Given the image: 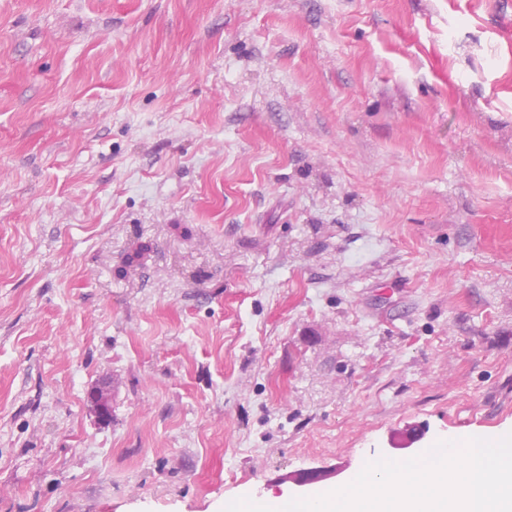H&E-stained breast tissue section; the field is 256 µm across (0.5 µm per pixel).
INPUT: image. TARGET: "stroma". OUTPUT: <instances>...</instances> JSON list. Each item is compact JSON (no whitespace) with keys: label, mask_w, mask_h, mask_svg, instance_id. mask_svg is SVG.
Returning a JSON list of instances; mask_svg holds the SVG:
<instances>
[{"label":"stroma","mask_w":512,"mask_h":512,"mask_svg":"<svg viewBox=\"0 0 512 512\" xmlns=\"http://www.w3.org/2000/svg\"><path fill=\"white\" fill-rule=\"evenodd\" d=\"M510 429L512 0H0V512Z\"/></svg>","instance_id":"obj_1"}]
</instances>
